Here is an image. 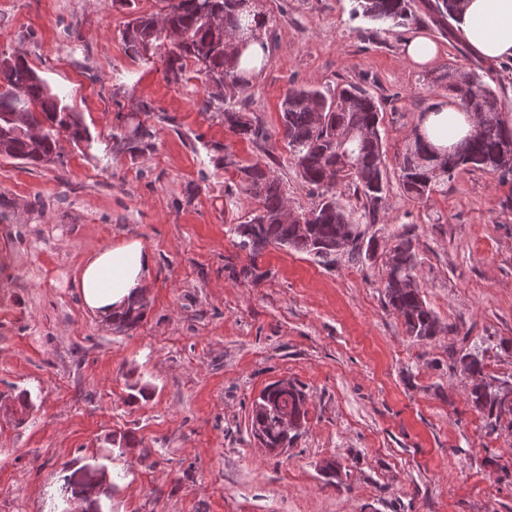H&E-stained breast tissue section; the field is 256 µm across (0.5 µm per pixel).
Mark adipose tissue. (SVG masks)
Returning a JSON list of instances; mask_svg holds the SVG:
<instances>
[{"label": "adipose tissue", "mask_w": 512, "mask_h": 512, "mask_svg": "<svg viewBox=\"0 0 512 512\" xmlns=\"http://www.w3.org/2000/svg\"><path fill=\"white\" fill-rule=\"evenodd\" d=\"M456 24L470 51L490 60L512 59V0H464ZM434 143H458L472 130L461 104L441 107L424 122ZM152 253L131 241L103 248L86 258L75 279L85 305L102 318L126 308L141 293Z\"/></svg>", "instance_id": "adipose-tissue-1"}]
</instances>
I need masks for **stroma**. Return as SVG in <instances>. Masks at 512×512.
<instances>
[{
    "instance_id": "35a3bbf8",
    "label": "stroma",
    "mask_w": 512,
    "mask_h": 512,
    "mask_svg": "<svg viewBox=\"0 0 512 512\" xmlns=\"http://www.w3.org/2000/svg\"><path fill=\"white\" fill-rule=\"evenodd\" d=\"M426 3L394 25L356 14V0H253L267 51L249 110L270 133L258 148L201 111L210 87L195 66L176 81L128 54L126 22L163 0H0V58L24 51L93 139L88 151L61 141L50 166L0 158V401L26 390L32 402L21 423L0 412V512H56L64 468L96 463L113 477L110 512H512V415L489 432L455 365L475 352L512 382V175L465 171L423 201L390 180L367 232L384 251L410 232L442 327L425 341L386 306L381 259L328 268L272 246L252 260L231 233L258 207L236 165L267 162L295 210L317 200L282 136L289 88L366 90L396 171L420 113L450 102L435 77L481 64ZM418 35L439 48L423 67L403 59ZM141 103L152 149L113 151ZM130 239L153 265L144 319L119 332L74 279ZM250 263L258 282L239 274ZM283 378L305 391L307 416L271 451L251 434V404ZM120 433L136 440L123 456L109 444ZM331 460L335 478L321 472Z\"/></svg>"
}]
</instances>
